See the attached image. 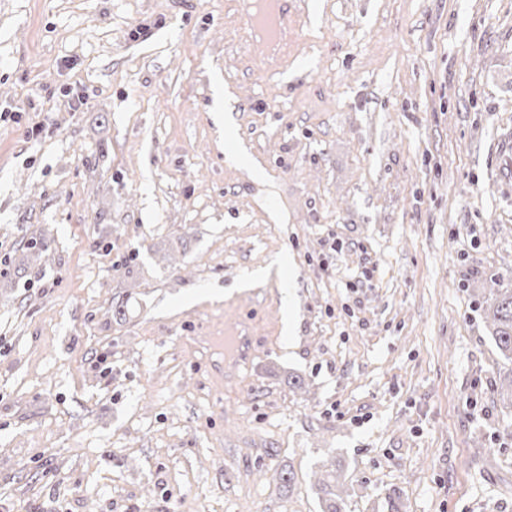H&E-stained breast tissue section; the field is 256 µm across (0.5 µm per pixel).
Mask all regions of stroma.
Masks as SVG:
<instances>
[{"instance_id": "1", "label": "stroma", "mask_w": 512, "mask_h": 512, "mask_svg": "<svg viewBox=\"0 0 512 512\" xmlns=\"http://www.w3.org/2000/svg\"><path fill=\"white\" fill-rule=\"evenodd\" d=\"M288 9L0 0V512H512V0ZM246 4L252 32L263 44L267 57H273L288 44V32L291 30L288 2L252 0ZM492 283L497 288L489 289L490 302L480 303V308L497 350L504 361L511 364L508 376L500 378L499 386L496 382V390L502 406L512 412V283L511 278L500 276ZM327 472L323 479H319V491L322 494V512H343L344 505L341 495L337 492L339 475Z\"/></svg>"}]
</instances>
